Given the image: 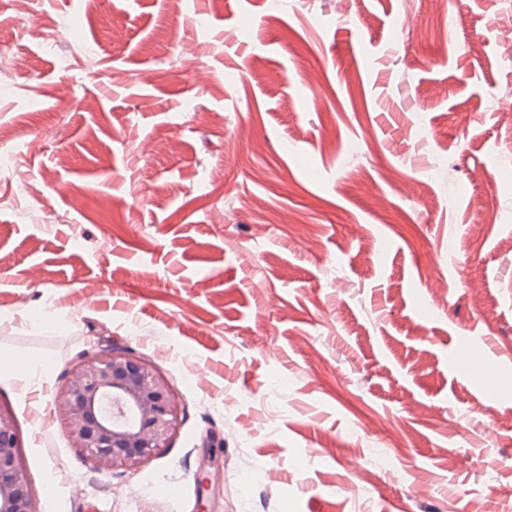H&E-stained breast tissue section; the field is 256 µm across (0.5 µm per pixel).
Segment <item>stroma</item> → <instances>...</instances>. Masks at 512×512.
<instances>
[{"instance_id":"35a3bbf8","label":"stroma","mask_w":512,"mask_h":512,"mask_svg":"<svg viewBox=\"0 0 512 512\" xmlns=\"http://www.w3.org/2000/svg\"><path fill=\"white\" fill-rule=\"evenodd\" d=\"M266 6L44 0L40 42L0 12V404L36 508L512 512V0ZM112 348L179 405L133 470L53 405Z\"/></svg>"}]
</instances>
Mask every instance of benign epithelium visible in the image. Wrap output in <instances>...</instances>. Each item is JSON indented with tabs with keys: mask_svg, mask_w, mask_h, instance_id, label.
I'll list each match as a JSON object with an SVG mask.
<instances>
[{
	"mask_svg": "<svg viewBox=\"0 0 512 512\" xmlns=\"http://www.w3.org/2000/svg\"><path fill=\"white\" fill-rule=\"evenodd\" d=\"M54 405L74 444L100 467L149 461L165 447L178 419L168 380L150 363L115 349L85 356ZM22 448L12 411L0 406V512H36Z\"/></svg>",
	"mask_w": 512,
	"mask_h": 512,
	"instance_id": "benign-epithelium-1",
	"label": "benign epithelium"
}]
</instances>
